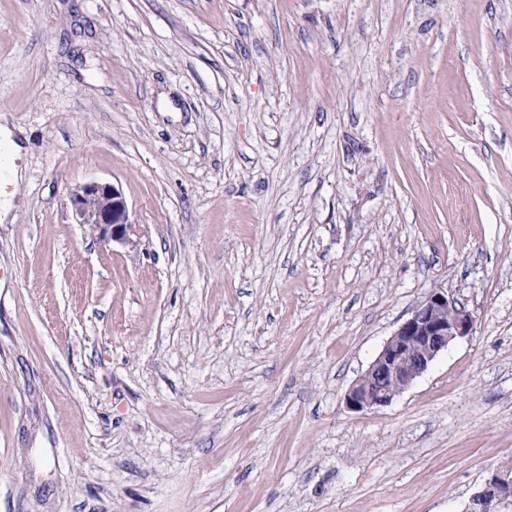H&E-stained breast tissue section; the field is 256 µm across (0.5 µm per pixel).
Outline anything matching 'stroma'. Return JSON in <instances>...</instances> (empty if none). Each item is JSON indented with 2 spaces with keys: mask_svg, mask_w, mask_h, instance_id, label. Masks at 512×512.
<instances>
[{
  "mask_svg": "<svg viewBox=\"0 0 512 512\" xmlns=\"http://www.w3.org/2000/svg\"><path fill=\"white\" fill-rule=\"evenodd\" d=\"M1 118L0 512H463L512 458V0H0ZM434 291L472 335L349 411ZM72 215L77 224H87L97 237L119 245L132 243L135 224L128 221L127 202L114 184L89 182L70 195Z\"/></svg>",
  "mask_w": 512,
  "mask_h": 512,
  "instance_id": "obj_1",
  "label": "stroma"
}]
</instances>
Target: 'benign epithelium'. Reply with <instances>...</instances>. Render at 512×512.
Here are the masks:
<instances>
[{"label":"benign epithelium","mask_w":512,"mask_h":512,"mask_svg":"<svg viewBox=\"0 0 512 512\" xmlns=\"http://www.w3.org/2000/svg\"><path fill=\"white\" fill-rule=\"evenodd\" d=\"M76 223L88 225L105 243L132 242L135 225L128 221L127 202L115 185L89 182L70 195ZM474 319L466 305L446 292L434 291L385 342L366 371L345 396L353 412L385 407L410 387L453 341L469 336ZM512 507V464L489 473L470 496L465 512H507Z\"/></svg>","instance_id":"obj_1"}]
</instances>
